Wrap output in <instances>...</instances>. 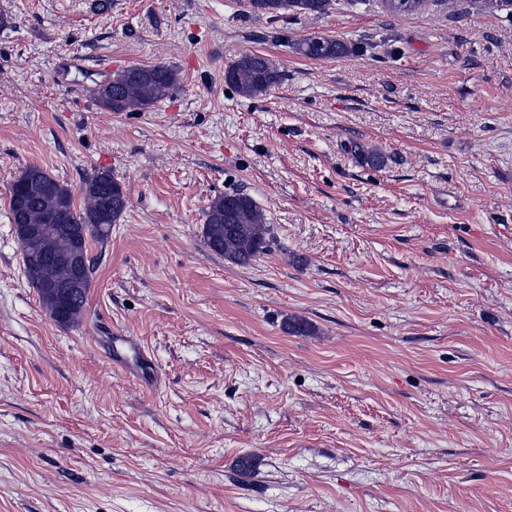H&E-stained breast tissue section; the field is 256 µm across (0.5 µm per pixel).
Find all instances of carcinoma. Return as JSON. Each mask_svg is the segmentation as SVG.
Returning <instances> with one entry per match:
<instances>
[{
	"instance_id": "cac0c4a2",
	"label": "carcinoma",
	"mask_w": 512,
	"mask_h": 512,
	"mask_svg": "<svg viewBox=\"0 0 512 512\" xmlns=\"http://www.w3.org/2000/svg\"><path fill=\"white\" fill-rule=\"evenodd\" d=\"M334 0H249L258 15L277 17L296 14L323 15ZM297 53L309 58H342L352 48L339 40L322 36L305 37L294 43ZM225 80L238 93L252 97L279 80L278 72L266 58L241 56L225 74ZM177 72L164 65L131 66L119 70L102 84L98 92L100 106L112 112L147 109L177 89ZM12 221L40 229L34 243H21L27 279L49 311L57 318L59 302L45 292L49 285H67L73 280L71 265L63 254L87 265L90 242L103 241L112 224L127 207L123 185L108 170H98L85 179L82 206L76 208L70 189L44 169L32 165L11 184L9 190ZM267 223L262 207L246 193L214 197L206 209L203 235L208 248L237 265L249 264L267 248ZM91 277H86L68 305L64 325L78 322L85 308Z\"/></svg>"
}]
</instances>
